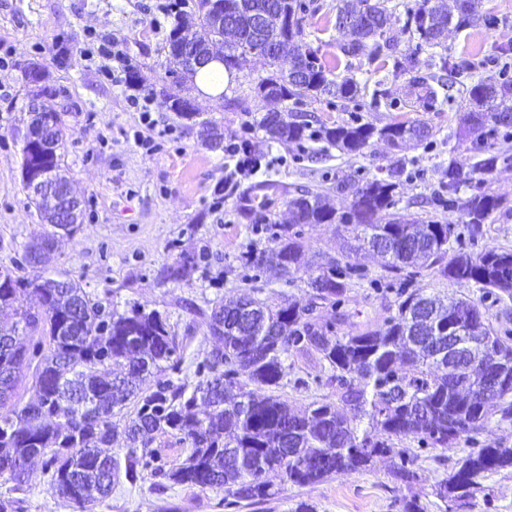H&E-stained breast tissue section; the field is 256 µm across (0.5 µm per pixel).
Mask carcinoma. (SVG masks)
Here are the masks:
<instances>
[{
    "label": "carcinoma",
    "instance_id": "cac0c4a2",
    "mask_svg": "<svg viewBox=\"0 0 512 512\" xmlns=\"http://www.w3.org/2000/svg\"><path fill=\"white\" fill-rule=\"evenodd\" d=\"M266 12V37L272 46L288 44V53H270L268 75L259 79L256 94L275 96L284 102L332 95L352 101L360 91L352 77L331 78V70L315 65L307 56L313 49L304 41L298 0H251ZM336 28L346 42L347 56L360 55L376 39L392 29V15L375 0H341ZM453 11L439 0H412L406 5L405 30L420 45L437 47L448 29L468 26L477 13V0H455ZM210 0H198L194 22L179 20L172 28L169 55L179 66L169 71L176 91L166 95L168 108L195 121L201 145L217 149L224 137L218 126L198 112L186 111L183 84L207 66H196L184 57L191 48L204 55L222 31L208 8ZM241 43L223 55L231 69L246 57L253 28V14L234 10ZM295 18L288 28L282 18ZM393 69L410 75L413 86L434 93L430 82L453 83L455 68L448 59L430 57L422 62L413 55L393 57ZM25 80L37 87L36 96L52 97L42 68L33 62L23 69ZM469 111L461 118L472 137L466 162L448 164L444 178L448 188L483 176L485 184L497 167L500 154L487 134L512 128V82L480 80L469 90ZM259 129L272 139L299 142L308 123L288 121L280 112H267ZM51 126L52 147L38 138L42 127ZM22 142L21 174L41 172L62 191L70 185L64 166L66 133L62 114L31 109L24 127L14 129ZM387 138L403 150L411 142L431 136L424 122H394L323 127L321 137L331 146L356 154L373 137ZM403 164L385 168V176L359 184L349 177L336 190L354 196L350 210L339 213L319 193L302 192L288 199L295 224H349L355 238L377 248L388 258L387 268H409L418 274L431 269L450 282L468 281L484 292L512 299V250L488 249L468 253L455 248V225L419 220L390 211L400 185ZM28 199L52 231L26 247L24 259L35 272L19 276L15 268L0 264V318L11 322L0 327V479L20 491L27 475L17 465L45 459L50 482L58 495L79 509H87L112 492L119 463L104 449L121 438L126 445L125 476L134 483L144 473L164 477L176 485L219 489L235 504L268 501L279 493L269 479L283 484L311 486L342 473L365 471L373 458L396 459L394 473L410 482L406 450L395 448L405 437H417L428 446L448 449L478 431L497 415L512 423V336H501L485 322L475 299H443L417 288L400 293L395 313L382 324L348 336H329L314 321L311 304L284 300L270 304L249 297L215 307L210 333L222 344L202 363L207 374L187 390L166 371L179 369L178 344L157 310L132 307L124 313L106 308L67 275L50 277L36 270L51 250L54 230H77L83 208L59 209L30 195ZM502 199L485 188L461 202L450 199L448 208L465 218L470 236L482 234V224L501 208ZM274 246L253 251L249 261L257 266L277 265L288 278L301 270L307 246L289 224L274 225ZM314 280L323 283L313 297L336 304L347 288V268L335 261L318 265ZM39 296V310L15 306L18 295ZM251 305L248 313L243 306ZM469 321L478 336H488L500 357L491 361L481 347L456 352L458 362L439 376L437 354L448 352V320ZM312 351L329 366L326 384L334 398L312 403L294 412L279 396L267 393L282 385L288 353ZM37 361V397L22 407L6 408L16 388V369ZM236 387L238 403L224 400V389ZM134 401L136 411L124 422L115 420V409ZM353 412L358 422L347 421L342 410ZM167 436L187 446L186 457L165 469L154 465L151 444ZM512 470V446L502 444L472 448L455 462L436 486L440 499L461 505L483 491L480 479L488 472Z\"/></svg>",
    "mask_w": 512,
    "mask_h": 512
}]
</instances>
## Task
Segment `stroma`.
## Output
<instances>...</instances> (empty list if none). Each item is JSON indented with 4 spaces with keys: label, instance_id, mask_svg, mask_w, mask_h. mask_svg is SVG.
Wrapping results in <instances>:
<instances>
[{
    "label": "stroma",
    "instance_id": "35a3bbf8",
    "mask_svg": "<svg viewBox=\"0 0 512 512\" xmlns=\"http://www.w3.org/2000/svg\"><path fill=\"white\" fill-rule=\"evenodd\" d=\"M164 2L0 0V262L19 264L25 246L44 230L22 188L21 145L12 132L27 112L21 68L30 62L38 63L47 84L58 90L45 104L64 115V163L84 204L82 224L58 244L49 270L67 273L92 298L118 312L136 304L163 313L181 356L179 371L171 375L174 383L193 387L198 364L217 347L210 333L215 306L243 295L275 303L309 299V271L287 279L270 268L241 262L250 248L270 246V225L287 220L294 188L321 192L344 212L352 197L337 192L339 179L364 182L399 159L404 170L395 211L456 222V241L467 251L512 250V128L499 129L494 137L496 149L506 157L499 160L489 187L504 205L487 219L481 237L471 238L457 213L448 210V191L440 185L449 161L465 153L458 130L468 87L486 77L512 78V55L502 58L495 50L501 34L512 31V0H480L478 20L449 31L436 51L455 66L457 82L421 99L407 77L392 71L393 52H414L424 60L434 51L417 47L404 32L400 19L407 0H380L399 19L389 33L392 46L356 57L339 48V0H300L306 41L318 48L333 75L356 78L360 92L351 102L327 96L289 101V119L308 121V135L299 143L277 142L255 125L270 108L254 90L268 66L251 59L232 70L223 96L202 98L198 104L221 128L225 142L246 144L259 160L254 168L239 166L236 152L202 147L193 121L165 107L164 96L173 87L169 32L176 18L193 17L196 0H180L175 15L162 11ZM97 35L114 40L133 85L104 82L94 61L81 55L84 41ZM132 94L148 99L153 118L173 130L150 154L134 142L139 114L128 101ZM420 120L431 127V137L399 153L375 139L362 154L350 156L319 136L326 126ZM245 191L254 196L255 215L248 219L240 214ZM297 230L310 253L352 268L341 302L315 312L332 335L382 323L395 311L405 287L479 300L490 326L499 334H512L511 298L483 293L472 283H448L428 271L411 278L389 272L377 255L354 251L353 234L342 224H301ZM185 259L193 263L190 273L170 279L169 270ZM286 364L288 374L277 393L292 409L304 411L330 396L329 370L318 356L293 352ZM499 442L512 446V425L493 417L475 442L462 440L445 451L407 437L400 445L416 458L412 483L398 480L389 461L378 458L368 471L338 474L312 486L282 485L278 497L252 506L231 505L223 491L174 485L160 476L148 475L134 484L121 477L90 512H292L300 500L313 504L316 512H404L403 503L410 499L421 512H449L434 494L436 484L472 444ZM481 483L483 492L456 512H512L511 472L486 474ZM18 496L23 512H78L57 495L39 460L31 464Z\"/></svg>",
    "mask_w": 512,
    "mask_h": 512
}]
</instances>
